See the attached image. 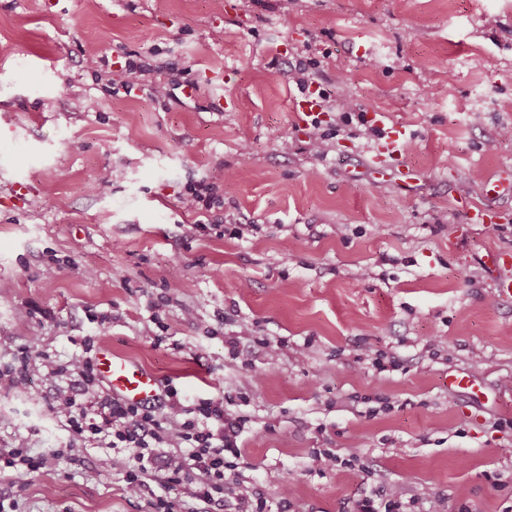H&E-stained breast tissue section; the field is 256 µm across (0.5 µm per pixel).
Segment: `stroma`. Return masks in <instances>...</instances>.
Listing matches in <instances>:
<instances>
[{"instance_id": "stroma-1", "label": "stroma", "mask_w": 512, "mask_h": 512, "mask_svg": "<svg viewBox=\"0 0 512 512\" xmlns=\"http://www.w3.org/2000/svg\"><path fill=\"white\" fill-rule=\"evenodd\" d=\"M138 57L151 70L121 93ZM301 61L321 156L290 109ZM393 125L408 187L368 166ZM510 126L512 0H0V198L30 186L0 201V368L37 352L26 391L0 386V448L47 458L0 474V503L144 512L97 449L49 455L70 434L46 373L90 343L183 405L223 396L241 478L273 512H353L396 482L446 512H507L512 298L481 258L512 250V191H487L512 168ZM197 182L221 200L203 231L183 204ZM318 448L354 455L320 472Z\"/></svg>"}]
</instances>
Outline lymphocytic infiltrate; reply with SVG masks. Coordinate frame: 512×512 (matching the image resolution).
I'll return each instance as SVG.
<instances>
[{
	"label": "lymphocytic infiltrate",
	"instance_id": "lymphocytic-infiltrate-1",
	"mask_svg": "<svg viewBox=\"0 0 512 512\" xmlns=\"http://www.w3.org/2000/svg\"><path fill=\"white\" fill-rule=\"evenodd\" d=\"M48 375L53 381L78 377L88 395L82 401L62 394L49 403L50 413L70 433L57 456H76L86 440L95 441L101 465L119 468L132 496L149 495L152 512H195V503L222 502L225 473L237 469L242 458V420L225 412L223 398L200 400L191 409L176 401L170 387L168 404L128 405L98 394L94 361L84 354Z\"/></svg>",
	"mask_w": 512,
	"mask_h": 512
}]
</instances>
